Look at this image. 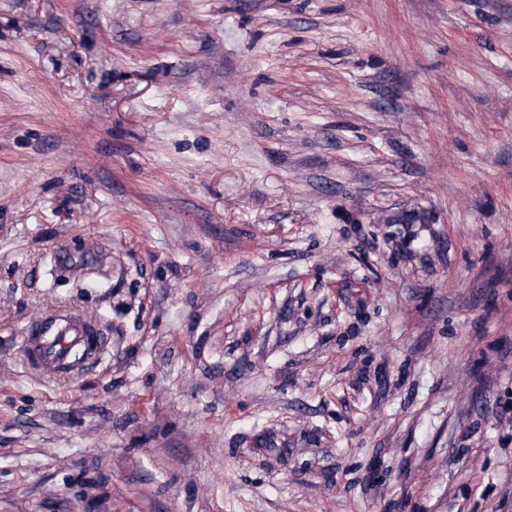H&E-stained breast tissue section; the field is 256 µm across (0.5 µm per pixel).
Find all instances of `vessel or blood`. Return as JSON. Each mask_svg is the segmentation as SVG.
<instances>
[{"instance_id":"vessel-or-blood-1","label":"vessel or blood","mask_w":512,"mask_h":512,"mask_svg":"<svg viewBox=\"0 0 512 512\" xmlns=\"http://www.w3.org/2000/svg\"><path fill=\"white\" fill-rule=\"evenodd\" d=\"M27 363L39 373L53 376L79 372L75 351H85L87 359L99 358L109 345L101 327L83 314L52 310L42 313L23 338Z\"/></svg>"}]
</instances>
